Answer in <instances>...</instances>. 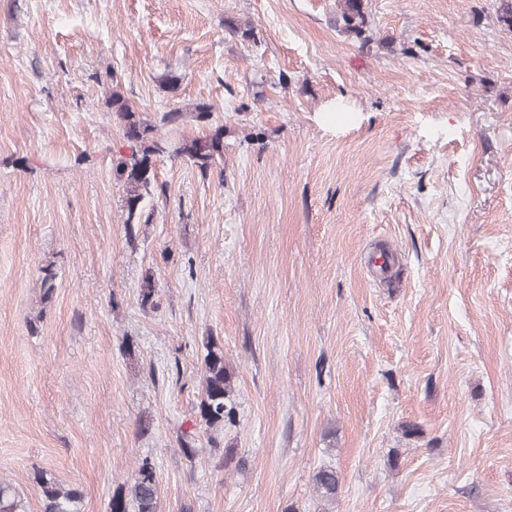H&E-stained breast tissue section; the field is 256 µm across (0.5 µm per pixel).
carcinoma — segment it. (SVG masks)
I'll return each instance as SVG.
<instances>
[{"label":"carcinoma","instance_id":"carcinoma-1","mask_svg":"<svg viewBox=\"0 0 512 512\" xmlns=\"http://www.w3.org/2000/svg\"><path fill=\"white\" fill-rule=\"evenodd\" d=\"M497 23L512 32V0H496ZM341 30L359 39L367 24L366 0H339ZM112 112L123 124V134L133 144L131 153L120 159L115 172L126 190V220L131 224L139 215L141 203L149 194L152 182V160L155 156L170 153L186 159L207 176L224 163V127H215L198 138L185 139L178 144L150 136L151 125L137 115V111L117 92L110 98ZM204 355L201 364L202 391L197 404L200 425L206 428L223 427L236 422L233 400V374L224 361V347L217 337L208 336L203 341ZM33 482L39 488L43 512H78L81 493L74 488H64L43 471L34 473ZM318 497L328 505L325 512H333L340 493V477L335 469L323 467L314 477ZM158 480L155 467L147 457L137 467L135 482L130 490L119 489L113 493L110 512H157ZM0 512H23L22 502L13 485L0 480Z\"/></svg>","mask_w":512,"mask_h":512}]
</instances>
